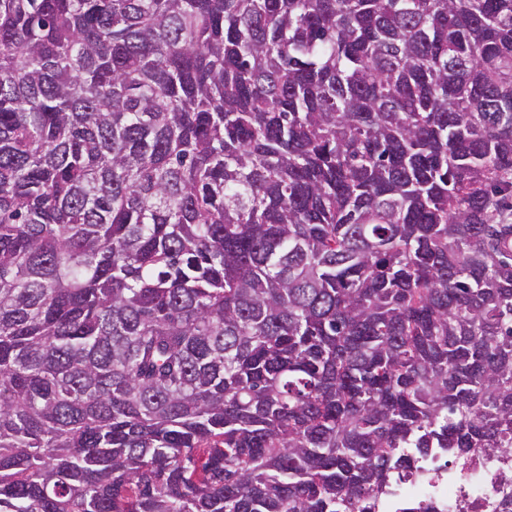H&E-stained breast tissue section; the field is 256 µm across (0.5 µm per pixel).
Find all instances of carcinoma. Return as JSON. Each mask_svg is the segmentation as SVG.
I'll use <instances>...</instances> for the list:
<instances>
[{
  "mask_svg": "<svg viewBox=\"0 0 512 512\" xmlns=\"http://www.w3.org/2000/svg\"><path fill=\"white\" fill-rule=\"evenodd\" d=\"M512 512V0H0V512ZM465 492L481 508L475 512L492 511V495L489 492L484 469H478L462 480L446 476L434 477L427 481L407 484L399 496L388 501L383 512H401L407 507H417L427 501H435L439 512H457L456 504Z\"/></svg>",
  "mask_w": 512,
  "mask_h": 512,
  "instance_id": "carcinoma-1",
  "label": "carcinoma"
}]
</instances>
